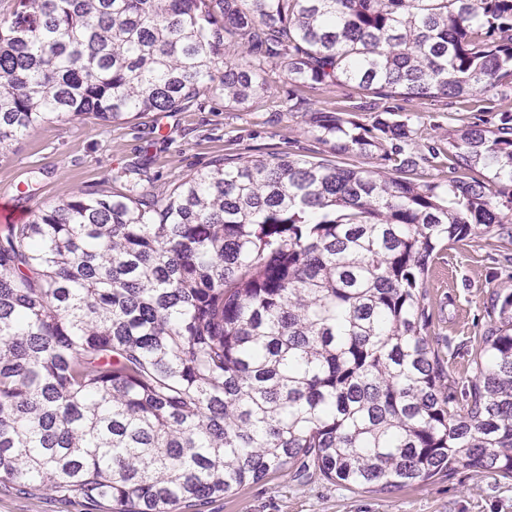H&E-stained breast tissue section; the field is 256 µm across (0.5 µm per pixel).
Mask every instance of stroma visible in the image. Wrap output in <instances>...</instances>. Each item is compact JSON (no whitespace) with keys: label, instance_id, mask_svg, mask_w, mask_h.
Masks as SVG:
<instances>
[{"label":"stroma","instance_id":"obj_1","mask_svg":"<svg viewBox=\"0 0 512 512\" xmlns=\"http://www.w3.org/2000/svg\"><path fill=\"white\" fill-rule=\"evenodd\" d=\"M268 81L267 95L242 111L204 96L185 112H143L105 128L90 117L35 127L0 156V193L17 198L19 189L33 184L34 195L18 204L29 218L37 207L74 193L124 192L132 181L164 196L219 158L321 159L329 152L310 133L315 111L361 108L366 102L346 87H295L274 66ZM401 106L412 119L413 147L420 151L443 143L449 130L461 125L491 128L498 122L496 113L474 111L459 99L413 98ZM506 288L512 289V243L474 238L439 246L426 276L425 334L444 360L448 389L455 395L471 387L492 305ZM0 512H81V507L48 491L20 495L0 486ZM204 512H512V480L461 466L401 491L376 493L321 479L301 484L279 473L215 499Z\"/></svg>","mask_w":512,"mask_h":512}]
</instances>
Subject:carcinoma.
Wrapping results in <instances>:
<instances>
[{"mask_svg": "<svg viewBox=\"0 0 512 512\" xmlns=\"http://www.w3.org/2000/svg\"><path fill=\"white\" fill-rule=\"evenodd\" d=\"M364 97L484 101L495 128L420 162L400 109L313 117L338 158H240L169 195L79 191L0 233V485L84 512H202L285 473L390 492L457 466L512 480V292L469 396L423 331L438 246L512 238V0H15L0 152L29 128L245 109L267 66ZM375 113L369 124L355 113ZM485 171L483 178L458 172Z\"/></svg>", "mask_w": 512, "mask_h": 512, "instance_id": "1", "label": "carcinoma"}]
</instances>
